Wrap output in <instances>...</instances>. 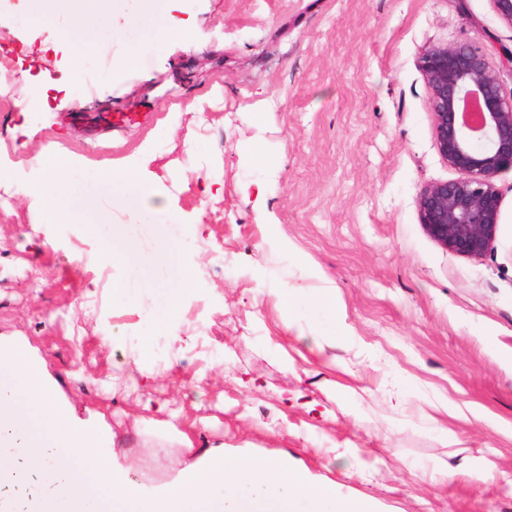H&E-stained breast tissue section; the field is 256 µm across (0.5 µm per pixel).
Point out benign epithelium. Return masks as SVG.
Here are the masks:
<instances>
[{
	"label": "benign epithelium",
	"instance_id": "1",
	"mask_svg": "<svg viewBox=\"0 0 512 512\" xmlns=\"http://www.w3.org/2000/svg\"><path fill=\"white\" fill-rule=\"evenodd\" d=\"M419 66L429 88L436 148L457 174L422 189L419 223L448 252L480 259L492 249L501 219L494 179L512 171V97H505L478 46H430Z\"/></svg>",
	"mask_w": 512,
	"mask_h": 512
}]
</instances>
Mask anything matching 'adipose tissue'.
<instances>
[{"instance_id":"adipose-tissue-1","label":"adipose tissue","mask_w":512,"mask_h":512,"mask_svg":"<svg viewBox=\"0 0 512 512\" xmlns=\"http://www.w3.org/2000/svg\"><path fill=\"white\" fill-rule=\"evenodd\" d=\"M102 0H29L28 12L32 20L49 23L58 15H65L67 23L63 31L65 39L82 47H91L105 35L107 18L101 12ZM138 7L131 19L135 25L146 30L156 42L191 44L188 29L175 22L158 20L155 5L157 0H136ZM97 184L102 193L109 195L113 206L146 208L157 213L166 212L167 207L155 184L140 170L128 166L117 171L99 169ZM185 234L175 228L173 237H161L153 253L143 254L132 246L113 244L107 247L101 259L122 266L127 276L124 281L113 284L112 299L122 303L136 300L141 317V340L143 348H150L153 341L164 336L171 322L180 315L182 293L191 283V272L182 269L179 278L168 274L172 244L182 243ZM151 273L156 284L161 286L160 296L140 295L141 278ZM281 302L289 316H296L301 309L313 313L312 331L320 338L342 342L346 335L345 322L336 306L332 288H285Z\"/></svg>"}]
</instances>
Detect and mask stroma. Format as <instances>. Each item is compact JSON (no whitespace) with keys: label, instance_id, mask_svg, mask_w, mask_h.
I'll return each mask as SVG.
<instances>
[{"label":"stroma","instance_id":"obj_1","mask_svg":"<svg viewBox=\"0 0 512 512\" xmlns=\"http://www.w3.org/2000/svg\"><path fill=\"white\" fill-rule=\"evenodd\" d=\"M168 9L195 48L155 43L133 63L146 33L128 8L88 52L61 22L28 21L23 0L0 11V336L36 353L78 416H104L115 469L144 489L222 444L336 481L377 512H512V171L495 178L501 224L483 258L440 247L417 210L426 185L455 177L434 145L422 52L483 47L511 94L512 24L493 0ZM116 112L133 122L112 126ZM256 145L274 170L249 162ZM148 151L146 175L190 232L170 273L188 259L194 279L183 316L144 355L137 308L112 302L125 271L104 265L86 227L104 217L154 247L160 216L114 209L94 179ZM49 155L77 162L64 223L31 193ZM259 180L263 214L245 196ZM211 181L222 196L204 195ZM326 284L350 336L317 346L309 315L289 320L278 290ZM173 414L190 446L165 440ZM448 430L460 446L442 441ZM462 463L487 473L438 480L437 467Z\"/></svg>","mask_w":512,"mask_h":512}]
</instances>
